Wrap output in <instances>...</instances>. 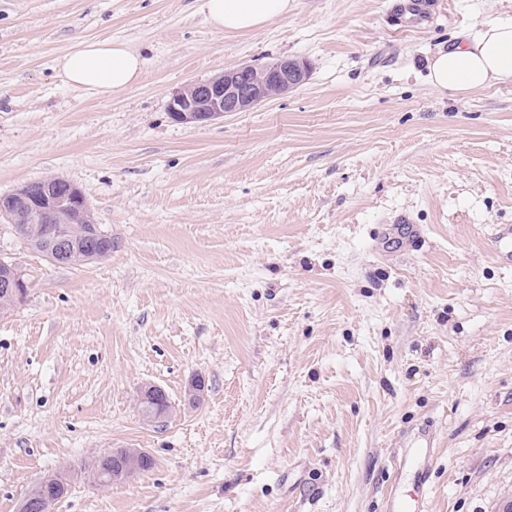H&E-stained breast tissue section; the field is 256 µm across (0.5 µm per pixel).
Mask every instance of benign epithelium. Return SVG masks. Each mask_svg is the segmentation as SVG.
I'll use <instances>...</instances> for the list:
<instances>
[{
  "mask_svg": "<svg viewBox=\"0 0 512 512\" xmlns=\"http://www.w3.org/2000/svg\"><path fill=\"white\" fill-rule=\"evenodd\" d=\"M307 67L292 59H279L262 67L239 66L206 82L192 83L173 94L168 104L171 118L179 123L204 122L231 112H246L259 103L302 84ZM90 206L70 181L47 178L27 184L9 195H0V214L12 224L37 219L44 224H85ZM27 284L14 262L0 260V310L13 306L26 294ZM141 409L153 411L168 404L165 391L146 385L140 390ZM145 452L129 448L112 453L109 481L127 480L140 471ZM49 497H25L18 512H52Z\"/></svg>",
  "mask_w": 512,
  "mask_h": 512,
  "instance_id": "7a95c632",
  "label": "benign epithelium"
}]
</instances>
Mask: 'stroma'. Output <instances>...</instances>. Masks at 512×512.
<instances>
[{
  "label": "stroma",
  "mask_w": 512,
  "mask_h": 512,
  "mask_svg": "<svg viewBox=\"0 0 512 512\" xmlns=\"http://www.w3.org/2000/svg\"><path fill=\"white\" fill-rule=\"evenodd\" d=\"M198 5L0 0V194L69 180L112 237L57 265L0 218L27 283L0 312V512L57 474L52 512H386L424 426L428 512H512V268L491 243L512 225V83L428 80L512 0H293L244 34ZM109 38L141 82L70 88L57 59ZM281 58L307 81L170 118L183 86ZM121 448L152 468L96 485Z\"/></svg>",
  "instance_id": "35a3bbf8"
}]
</instances>
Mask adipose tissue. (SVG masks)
<instances>
[{"label":"adipose tissue","instance_id":"1","mask_svg":"<svg viewBox=\"0 0 512 512\" xmlns=\"http://www.w3.org/2000/svg\"><path fill=\"white\" fill-rule=\"evenodd\" d=\"M200 9L219 31H254L288 14L291 0H201ZM146 60L118 39L78 42L57 62L65 82L73 89L108 98L136 86ZM429 79L440 90L459 94L494 83L512 82V19L485 24L460 45L438 51L429 65Z\"/></svg>","mask_w":512,"mask_h":512}]
</instances>
